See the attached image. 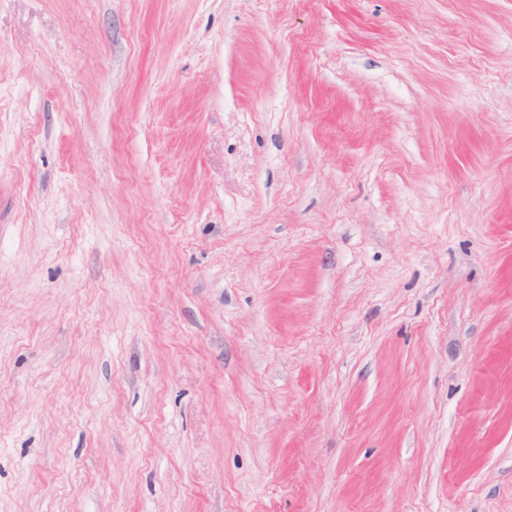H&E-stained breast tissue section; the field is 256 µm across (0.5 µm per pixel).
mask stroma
Returning <instances> with one entry per match:
<instances>
[{
  "label": "stroma",
  "instance_id": "stroma-1",
  "mask_svg": "<svg viewBox=\"0 0 512 512\" xmlns=\"http://www.w3.org/2000/svg\"><path fill=\"white\" fill-rule=\"evenodd\" d=\"M0 512H512V0H0Z\"/></svg>",
  "mask_w": 512,
  "mask_h": 512
}]
</instances>
